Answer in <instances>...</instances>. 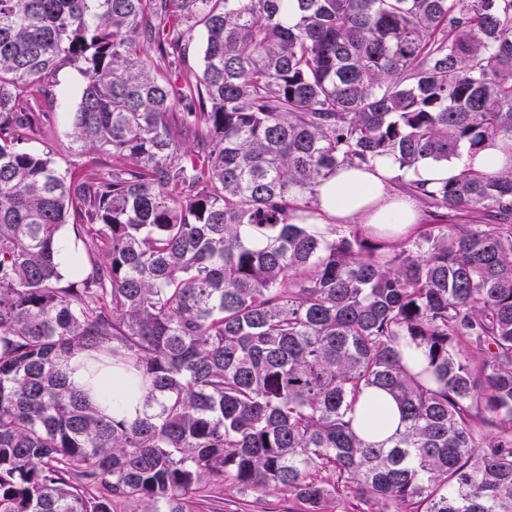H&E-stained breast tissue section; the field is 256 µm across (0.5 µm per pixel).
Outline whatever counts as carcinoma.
Segmentation results:
<instances>
[{"instance_id": "cac0c4a2", "label": "carcinoma", "mask_w": 512, "mask_h": 512, "mask_svg": "<svg viewBox=\"0 0 512 512\" xmlns=\"http://www.w3.org/2000/svg\"><path fill=\"white\" fill-rule=\"evenodd\" d=\"M67 66L72 140L107 168L24 147ZM497 139L512 0H0V512H196L210 480L303 512H512V169L404 179ZM381 158L432 208L417 236L307 223ZM83 352L141 416L68 383ZM371 389L386 446L358 430ZM63 233L67 238L59 232L56 262L58 264L59 271L61 273L68 274L63 275L64 279L72 280L73 278L71 277V273L73 269V257L76 253L72 243H75L79 250L81 249V243L76 239L70 224L63 226ZM365 425V434L368 440L381 442L385 440L398 424V413L392 398L383 391H369L361 399Z\"/></svg>"}]
</instances>
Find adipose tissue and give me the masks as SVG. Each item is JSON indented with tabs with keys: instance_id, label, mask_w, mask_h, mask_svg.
Instances as JSON below:
<instances>
[{
	"instance_id": "obj_1",
	"label": "adipose tissue",
	"mask_w": 512,
	"mask_h": 512,
	"mask_svg": "<svg viewBox=\"0 0 512 512\" xmlns=\"http://www.w3.org/2000/svg\"><path fill=\"white\" fill-rule=\"evenodd\" d=\"M393 169L391 160L381 159L370 167L338 171L320 187L315 224H362L387 237L403 238L423 216L392 184ZM69 380L113 415L133 419L143 410L142 395L133 389L129 377L118 369H97L87 354L71 361ZM360 408L368 440L383 441L395 430L398 413L387 393H365Z\"/></svg>"
}]
</instances>
